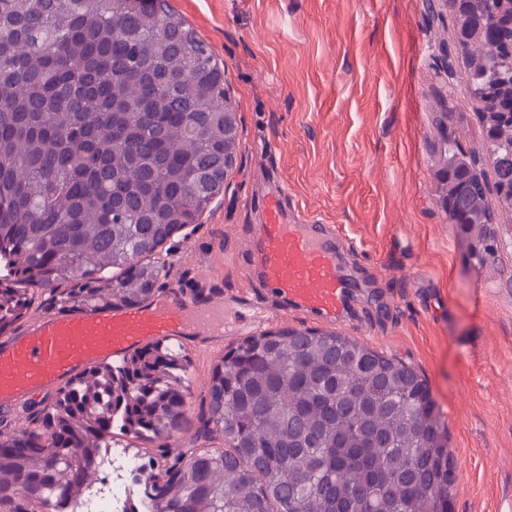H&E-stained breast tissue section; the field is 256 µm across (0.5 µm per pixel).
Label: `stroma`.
<instances>
[{
  "label": "stroma",
  "instance_id": "35a3bbf8",
  "mask_svg": "<svg viewBox=\"0 0 512 512\" xmlns=\"http://www.w3.org/2000/svg\"><path fill=\"white\" fill-rule=\"evenodd\" d=\"M224 65L238 115L237 165L198 223L163 247V290L224 306L223 335L181 340L186 424L198 438L206 382L240 339L325 330L253 275L250 239L280 190L293 224H330L354 292L333 332L415 367L443 413L455 468L450 512H512V214L474 262L438 204L444 111L465 158L479 154L478 104L447 15L424 0H169ZM257 297L250 325L236 303Z\"/></svg>",
  "mask_w": 512,
  "mask_h": 512
}]
</instances>
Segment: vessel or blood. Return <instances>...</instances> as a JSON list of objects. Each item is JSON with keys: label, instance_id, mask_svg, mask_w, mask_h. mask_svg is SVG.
I'll list each match as a JSON object with an SVG mask.
<instances>
[{"label": "vessel or blood", "instance_id": "1", "mask_svg": "<svg viewBox=\"0 0 512 512\" xmlns=\"http://www.w3.org/2000/svg\"><path fill=\"white\" fill-rule=\"evenodd\" d=\"M341 247L325 225L286 223L277 197L269 199L265 221L250 243L265 285L295 310L326 322L342 316L353 293L339 269ZM217 314L190 299L109 314L46 313L0 340V406L41 395L86 366L151 340L206 330Z\"/></svg>", "mask_w": 512, "mask_h": 512}]
</instances>
